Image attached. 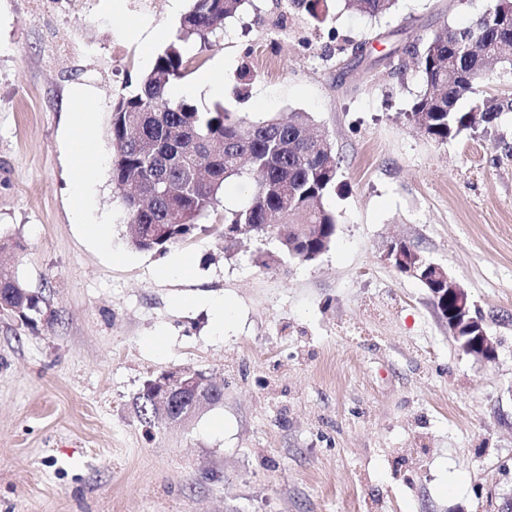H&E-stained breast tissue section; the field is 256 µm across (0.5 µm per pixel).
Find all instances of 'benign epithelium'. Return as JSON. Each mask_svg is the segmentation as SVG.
I'll use <instances>...</instances> for the list:
<instances>
[{"label": "benign epithelium", "instance_id": "7a95c632", "mask_svg": "<svg viewBox=\"0 0 512 512\" xmlns=\"http://www.w3.org/2000/svg\"><path fill=\"white\" fill-rule=\"evenodd\" d=\"M386 259L394 267L402 269L422 259V255L405 242L398 240L388 247ZM424 264H426V280L431 286L434 301L438 303V309L445 315L442 322L450 325L455 339L461 342L460 349L485 361L494 360L497 356L496 344L488 336L481 317L473 311V304L466 288L442 265L427 260ZM161 385L162 389L157 397L161 407L154 417L158 425L187 422L199 410L211 405L215 395V390L209 385L208 377L188 367L168 371ZM185 395L192 398V405L176 421L170 415L167 403L174 404Z\"/></svg>", "mask_w": 512, "mask_h": 512}]
</instances>
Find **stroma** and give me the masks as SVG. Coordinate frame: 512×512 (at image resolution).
<instances>
[{
	"label": "stroma",
	"instance_id": "35a3bbf8",
	"mask_svg": "<svg viewBox=\"0 0 512 512\" xmlns=\"http://www.w3.org/2000/svg\"><path fill=\"white\" fill-rule=\"evenodd\" d=\"M0 0V240L51 319L0 313V512H501L512 497V112L437 142L408 120L424 90L396 46L465 26L488 0H398L328 23L251 0L210 50L228 88L186 95L253 120L310 113L330 135L336 235L317 259L206 233L167 255L127 243L108 122L179 16L169 0ZM364 50L352 54L351 45ZM88 87L89 97L75 91ZM96 128L99 229L77 222L68 132ZM403 240L467 289L497 357L465 354L425 285L385 259ZM190 272L162 279L165 260ZM233 320L213 327L208 299ZM190 367L223 383L187 424L146 428L148 378Z\"/></svg>",
	"mask_w": 512,
	"mask_h": 512
}]
</instances>
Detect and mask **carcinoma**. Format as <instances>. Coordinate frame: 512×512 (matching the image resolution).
<instances>
[{"instance_id":"cac0c4a2","label":"carcinoma","mask_w":512,"mask_h":512,"mask_svg":"<svg viewBox=\"0 0 512 512\" xmlns=\"http://www.w3.org/2000/svg\"><path fill=\"white\" fill-rule=\"evenodd\" d=\"M248 0H195L181 19L175 38L153 68L136 79L134 91L112 106L108 134L112 146V186L127 214L128 242L160 255L170 246L213 229L224 240L255 234L277 238L279 251L298 261L328 249L336 216L324 199L336 187L339 166L329 135L311 132L306 112H280L246 121L217 105L208 112L169 97L171 84L184 78L199 57H187L182 44L199 51L213 46L224 22ZM396 0H346L360 13L376 17ZM324 23L328 0H288ZM492 23L476 20L465 28L446 27L423 44H409L426 83L409 114L410 122L429 119L428 138L445 142L477 126L494 124L512 112V97L478 94V74L489 61L512 68V0H490ZM469 98L466 109L459 101ZM254 182L241 206L222 205L224 185L234 179ZM0 244V309L27 324L45 316L44 300L8 269ZM156 380L143 383L136 397L144 423L152 426Z\"/></svg>"}]
</instances>
